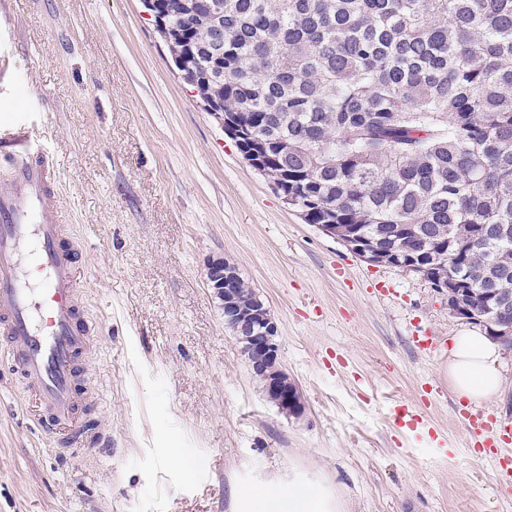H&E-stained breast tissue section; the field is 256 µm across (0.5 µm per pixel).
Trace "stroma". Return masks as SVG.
Instances as JSON below:
<instances>
[{
  "label": "stroma",
  "instance_id": "35a3bbf8",
  "mask_svg": "<svg viewBox=\"0 0 512 512\" xmlns=\"http://www.w3.org/2000/svg\"><path fill=\"white\" fill-rule=\"evenodd\" d=\"M17 123L56 163L97 328L78 377L83 443L65 429L43 441L35 394L0 366V512H245L240 490L292 479L320 486L324 512H512V486L464 447L447 355L415 346L470 323L286 205L143 0H0V126ZM225 257L278 324L299 417L268 402L224 324L206 270ZM393 397L424 402L452 454L394 430Z\"/></svg>",
  "mask_w": 512,
  "mask_h": 512
}]
</instances>
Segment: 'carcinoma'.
Wrapping results in <instances>:
<instances>
[{
	"mask_svg": "<svg viewBox=\"0 0 512 512\" xmlns=\"http://www.w3.org/2000/svg\"><path fill=\"white\" fill-rule=\"evenodd\" d=\"M200 99L306 223L512 322V0H154Z\"/></svg>",
	"mask_w": 512,
	"mask_h": 512,
	"instance_id": "obj_1",
	"label": "carcinoma"
}]
</instances>
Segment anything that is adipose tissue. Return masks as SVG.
<instances>
[{
  "label": "adipose tissue",
  "instance_id": "ef3b65f1",
  "mask_svg": "<svg viewBox=\"0 0 512 512\" xmlns=\"http://www.w3.org/2000/svg\"><path fill=\"white\" fill-rule=\"evenodd\" d=\"M498 343L484 332L474 331L457 336L448 351V381L455 393L473 404L489 403L502 392L503 380L496 363ZM242 498L248 512H320L318 487L292 482L287 490H245Z\"/></svg>",
  "mask_w": 512,
  "mask_h": 512
}]
</instances>
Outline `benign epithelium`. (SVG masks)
I'll return each instance as SVG.
<instances>
[{"label":"benign epithelium","instance_id":"7a95c632","mask_svg":"<svg viewBox=\"0 0 512 512\" xmlns=\"http://www.w3.org/2000/svg\"><path fill=\"white\" fill-rule=\"evenodd\" d=\"M343 243L367 263L379 264L377 251L372 247L352 237L345 238ZM238 276L239 273L225 259L217 258L208 264L206 283L224 312L235 319L234 329L249 335L251 345L248 360L253 373L264 381L266 398L276 404L285 415H298L303 412L298 386L293 381L283 380L267 366L268 362L279 360L278 326L259 297L256 296L250 301L241 299L237 293Z\"/></svg>","mask_w":512,"mask_h":512}]
</instances>
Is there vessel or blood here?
Masks as SVG:
<instances>
[{"mask_svg": "<svg viewBox=\"0 0 512 512\" xmlns=\"http://www.w3.org/2000/svg\"><path fill=\"white\" fill-rule=\"evenodd\" d=\"M11 174L0 180V336L7 358L36 392L47 440L74 426L76 374L90 346L92 325L80 300L78 250L66 236L57 204L55 169L27 132L0 127V160ZM467 449L485 452L498 479L512 485V424L481 411L466 412ZM392 426L424 422L405 404L388 414Z\"/></svg>", "mask_w": 512, "mask_h": 512, "instance_id": "1", "label": "vessel or blood"}]
</instances>
